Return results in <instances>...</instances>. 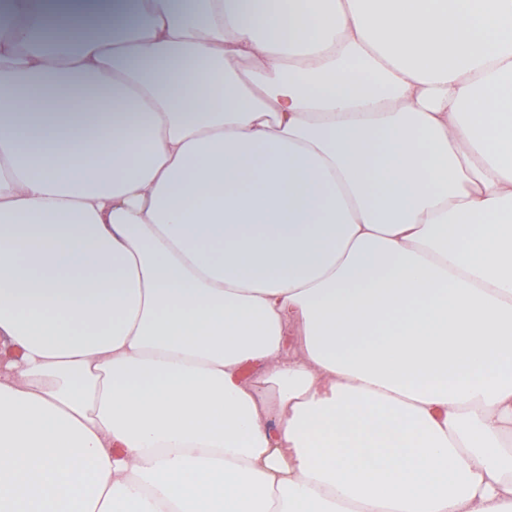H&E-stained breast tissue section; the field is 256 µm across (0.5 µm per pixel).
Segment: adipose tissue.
Here are the masks:
<instances>
[{"label": "adipose tissue", "instance_id": "ef3b65f1", "mask_svg": "<svg viewBox=\"0 0 512 512\" xmlns=\"http://www.w3.org/2000/svg\"><path fill=\"white\" fill-rule=\"evenodd\" d=\"M0 512H512V0H12Z\"/></svg>", "mask_w": 512, "mask_h": 512}]
</instances>
